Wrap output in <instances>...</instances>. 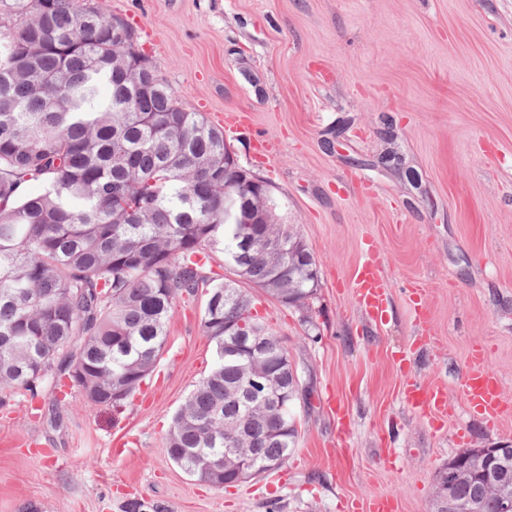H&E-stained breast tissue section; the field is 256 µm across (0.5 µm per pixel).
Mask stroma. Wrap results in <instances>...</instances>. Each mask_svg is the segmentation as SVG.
Instances as JSON below:
<instances>
[{
	"mask_svg": "<svg viewBox=\"0 0 512 512\" xmlns=\"http://www.w3.org/2000/svg\"><path fill=\"white\" fill-rule=\"evenodd\" d=\"M109 5L186 110L219 127L243 116L227 144L316 260V333L253 294L310 393L278 472L218 489L169 460L172 417L215 358L198 295L132 408L86 413L48 382L0 403V512H370L379 496L430 512L448 459L512 441V0ZM369 247L381 325L353 288ZM476 348L498 379L495 420L462 393ZM409 378L440 387L447 414L408 407Z\"/></svg>",
	"mask_w": 512,
	"mask_h": 512,
	"instance_id": "stroma-1",
	"label": "stroma"
}]
</instances>
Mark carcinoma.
Here are the masks:
<instances>
[{
	"label": "carcinoma",
	"instance_id": "carcinoma-1",
	"mask_svg": "<svg viewBox=\"0 0 512 512\" xmlns=\"http://www.w3.org/2000/svg\"><path fill=\"white\" fill-rule=\"evenodd\" d=\"M0 390L38 395L69 379L81 408L132 404L154 371L177 305L206 289L201 319L216 358L175 413L163 451L184 472L249 440L237 465L260 475L295 452L293 363L245 283L303 311L316 263L296 224H253L227 209L254 199L224 130L186 110L108 0H0ZM33 182L44 189L27 192ZM240 194L236 205L225 202ZM239 278L213 270L215 252ZM257 332L260 350L238 343ZM252 370L282 407L233 394Z\"/></svg>",
	"mask_w": 512,
	"mask_h": 512
}]
</instances>
